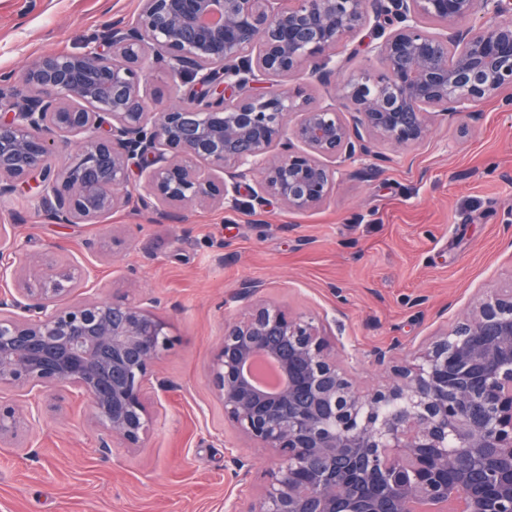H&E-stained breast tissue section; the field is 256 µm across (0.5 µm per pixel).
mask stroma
I'll return each instance as SVG.
<instances>
[{
  "instance_id": "obj_1",
  "label": "stroma",
  "mask_w": 512,
  "mask_h": 512,
  "mask_svg": "<svg viewBox=\"0 0 512 512\" xmlns=\"http://www.w3.org/2000/svg\"><path fill=\"white\" fill-rule=\"evenodd\" d=\"M140 0H0V74L20 76L35 57L79 52ZM478 119L434 121L415 148L378 146L339 164L327 203L255 212L187 205L170 217L130 206L93 222H46L33 197L0 207L27 254L87 262L100 299L156 298L175 326L149 390L153 425L134 449L102 448L85 423L87 400L41 397L42 416L17 445H0V512H224L249 502L274 457L238 437L210 383L226 324L259 299L333 318L337 351L356 385L392 378L390 359L419 346L489 290L512 283V115L500 97ZM94 240L88 251L86 240ZM248 463L247 481L233 457Z\"/></svg>"
}]
</instances>
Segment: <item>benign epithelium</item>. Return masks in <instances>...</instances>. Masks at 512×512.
<instances>
[{
	"label": "benign epithelium",
	"mask_w": 512,
	"mask_h": 512,
	"mask_svg": "<svg viewBox=\"0 0 512 512\" xmlns=\"http://www.w3.org/2000/svg\"><path fill=\"white\" fill-rule=\"evenodd\" d=\"M359 35L382 70L350 73L331 103L276 84L306 69L330 82L343 69L336 50ZM148 63L178 106L148 111ZM504 89L512 0H372L370 11L366 0H141L83 51L0 77V203L34 188L49 221L94 220L126 202L136 163L141 204L163 217L185 205L237 209L248 177L250 206L308 210L335 191L328 161L416 147L433 119L473 116ZM75 136L77 151L51 167ZM14 228L0 224V279L16 281L0 290V389L83 396L106 437L140 447L172 322L151 297L74 295L94 270L50 252L27 257L16 279ZM258 288L242 287L246 314L224 327L210 370L224 422L277 461L247 512H409L412 501L453 498L464 512H512V283L372 390L336 360L328 318L256 300ZM257 356L278 365L277 391L246 375ZM39 416L37 405L0 402V443Z\"/></svg>",
	"instance_id": "1"
}]
</instances>
